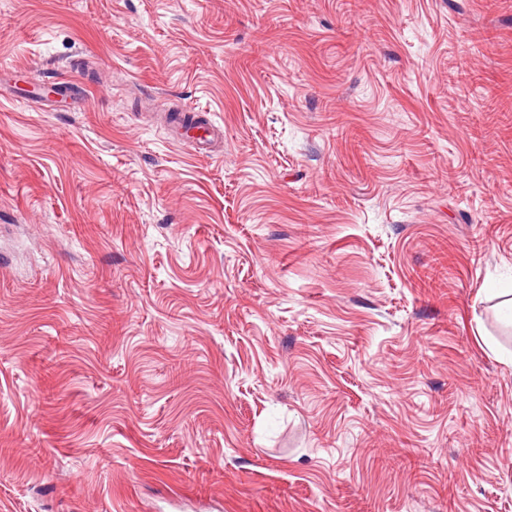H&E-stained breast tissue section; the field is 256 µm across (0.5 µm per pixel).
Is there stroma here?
<instances>
[{
	"label": "stroma",
	"mask_w": 512,
	"mask_h": 512,
	"mask_svg": "<svg viewBox=\"0 0 512 512\" xmlns=\"http://www.w3.org/2000/svg\"><path fill=\"white\" fill-rule=\"evenodd\" d=\"M0 79V512H512V0H0Z\"/></svg>",
	"instance_id": "1"
}]
</instances>
